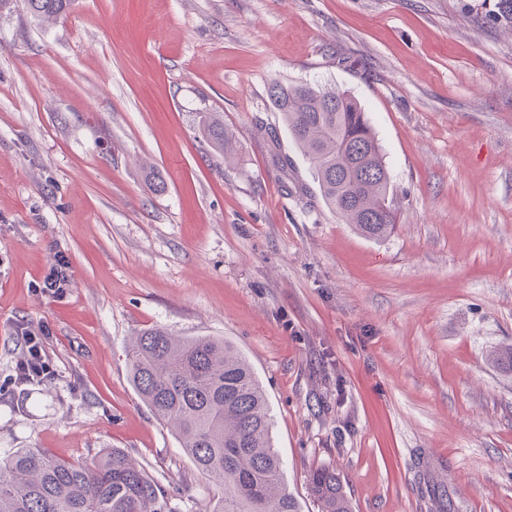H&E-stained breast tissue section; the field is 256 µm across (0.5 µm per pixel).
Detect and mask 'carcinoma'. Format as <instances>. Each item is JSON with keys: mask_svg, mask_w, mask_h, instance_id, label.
Returning a JSON list of instances; mask_svg holds the SVG:
<instances>
[{"mask_svg": "<svg viewBox=\"0 0 512 512\" xmlns=\"http://www.w3.org/2000/svg\"><path fill=\"white\" fill-rule=\"evenodd\" d=\"M37 20L65 15L71 0H24ZM494 20L512 27V0ZM270 97L293 146L309 162L325 205L373 240L396 224L383 149L364 110L347 92L273 81ZM203 132L224 152L232 135L212 114ZM130 381L153 415L172 427L197 470L224 489L215 512H300L288 493L271 436L270 405L247 358L228 341L146 329L126 347ZM319 512H351L336 470L309 476ZM0 512H161L159 489L127 453L90 460L19 448L0 459Z\"/></svg>", "mask_w": 512, "mask_h": 512, "instance_id": "carcinoma-1", "label": "carcinoma"}]
</instances>
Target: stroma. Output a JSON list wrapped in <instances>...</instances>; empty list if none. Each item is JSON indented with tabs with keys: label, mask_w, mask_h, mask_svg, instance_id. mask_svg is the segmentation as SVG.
<instances>
[{
	"label": "stroma",
	"mask_w": 512,
	"mask_h": 512,
	"mask_svg": "<svg viewBox=\"0 0 512 512\" xmlns=\"http://www.w3.org/2000/svg\"><path fill=\"white\" fill-rule=\"evenodd\" d=\"M497 0H72L0 9V458L144 466L162 512L221 496L133 388L124 347L219 336L263 384L288 491L339 473L353 512H512V32ZM349 92L398 222L323 203L272 80ZM224 115L237 152L201 134ZM290 157L281 168L275 154ZM58 294L35 291L58 258ZM43 327L52 380L14 382ZM71 0H24L29 13L37 20H57L65 15Z\"/></svg>",
	"instance_id": "stroma-1"
}]
</instances>
